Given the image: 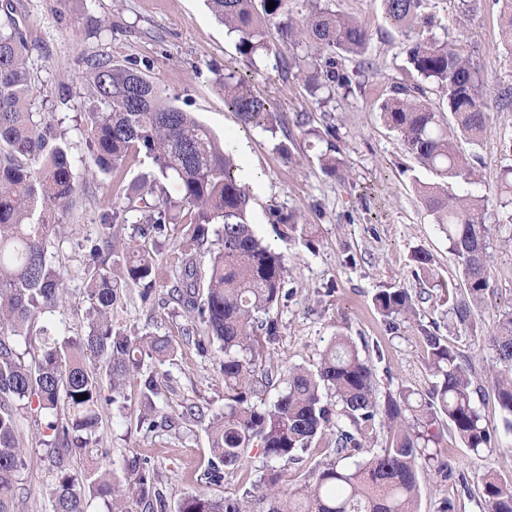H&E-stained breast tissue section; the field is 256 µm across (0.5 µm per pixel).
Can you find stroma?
<instances>
[{"label": "stroma", "mask_w": 512, "mask_h": 512, "mask_svg": "<svg viewBox=\"0 0 512 512\" xmlns=\"http://www.w3.org/2000/svg\"><path fill=\"white\" fill-rule=\"evenodd\" d=\"M15 18L34 49L38 96L50 119L58 123L73 162L88 155L85 115L89 95L84 81L88 59L105 57L145 63V73L177 106L195 113L218 137H243L242 171L254 196L252 222L264 243L285 252L297 292L276 311L280 335L269 348L272 363L316 369L320 355L336 334L348 336L375 373L378 397L404 387L425 393L432 386L424 363V343L417 325L403 322L389 329L373 304L379 288L401 285L420 296L422 322L435 321L442 335L482 379L474 404L496 432L495 448L473 452L445 434L440 452L447 456L449 475L433 468L419 473L420 512H486L477 481L495 472L512 477V430L494 395L491 376L499 364L483 342L500 311L512 309V222L494 192L505 156L512 147V112L494 107L499 90L512 86V55L500 38L499 7L494 0H426L434 17L436 37L459 41L483 67L486 111L480 146L461 142L465 153L482 161L483 192L488 198L487 222L493 227L489 252L492 288L468 327H456L448 314V284H462L463 275L448 252V241L414 191L415 180H428L406 154L398 134L382 121L380 106L394 85L412 83L406 69L411 46L404 33L384 17L382 0H320L322 7L361 22L369 34L366 51L346 56L343 67L354 73L350 88L331 98L312 96L297 77L273 69L270 59L256 58L252 68L255 93L273 102L279 125L291 134L295 155L286 160L271 133H243L235 113L224 106L216 81L228 64L242 65L238 38L209 11L205 0H70L54 9L51 0H11ZM307 113L310 128L335 126L349 167L348 182L327 176L316 155L320 145L305 138L297 125ZM142 170L128 162L120 175L79 181L76 201L64 212L57 229L55 262L68 282L65 304L45 314L59 337H75L87 329L84 258L78 242L100 231L99 204L124 205L122 188ZM300 215L318 227L314 249L288 241V227L268 221L270 207ZM425 249L434 258L429 277L413 274L412 254ZM116 326L134 334L165 336L176 346L165 363L146 360L143 369L164 375L155 400L163 425L156 431L136 430L143 411L139 389L128 385L124 399L104 406L97 430L101 450L96 462L117 475L128 472L132 458L147 461L153 483L168 508L190 495L221 497L242 494L265 473L260 449H249L242 467L225 474L221 483L204 476L210 459L205 422L186 421L182 407L198 404L214 412L224 407V380L217 366V347L199 351L185 334L187 313L167 300L164 281H156L149 299L131 289L114 312ZM22 465L16 484L15 512H51L47 487L55 469L42 438L44 426L35 412L22 409ZM326 442L313 443L281 473V488L296 490L333 461Z\"/></svg>", "instance_id": "obj_1"}]
</instances>
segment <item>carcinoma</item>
<instances>
[{
    "mask_svg": "<svg viewBox=\"0 0 512 512\" xmlns=\"http://www.w3.org/2000/svg\"><path fill=\"white\" fill-rule=\"evenodd\" d=\"M276 6L267 9L269 2ZM224 26L239 34L238 51L247 60L273 57V68L292 72L316 92L333 95L350 86L339 59L365 51L369 35L357 20L321 8L318 0H207ZM424 0H383L386 18L412 36L407 62L421 78L415 85H395L382 103L386 124L401 136L409 156L433 175L415 185L424 208L446 234L448 251L463 275V288L448 297L455 324L468 326L475 305L491 288L486 197L480 190L479 156L462 154L458 138L480 145L486 103L482 74L471 54L455 41L432 33V18L422 12ZM274 26L288 50L274 49L266 29ZM500 31L512 47V0H502ZM33 48L10 18L0 22V512H15V484L21 466L19 403L34 405L46 417L45 446L57 471L50 488L53 512H86L87 498L107 503L108 512H131L129 499L149 495L150 471L131 464L132 476L120 480L94 465L83 480L64 462L76 455L94 457L100 409L124 396L144 360L164 362L176 348L166 336H136L114 326L112 313L124 290L142 286L143 300L157 277L158 263L146 247L132 242L165 237L172 224L184 226L181 261L170 279L169 301L182 307L203 328L196 339L204 349L219 343L224 359V411L209 417L212 481L236 471L248 449L256 446L271 463L267 477L239 496L186 497L178 512H252L254 501L265 512H418L419 471L433 467L448 473L438 451L443 431L477 452L496 445V435L473 402L475 378L462 356L448 345L433 321L419 319L416 299L406 288L389 287L375 295V307L389 328L417 323L425 345V364L435 378L420 397L410 389L380 402L371 366L343 336L321 354L316 370L282 371L266 359L265 348L279 336L274 310L294 294L283 252L264 244L251 223L252 192L237 159L243 142L219 139L190 112L174 105L140 69L107 58L87 66L89 96L98 103L87 113V172H118L127 159L143 160L147 170L129 184L126 206L104 213L100 234L78 243L85 260L88 332L59 339L44 325L43 315L66 302L64 274L53 262L59 213L75 201L76 174L56 124L42 112L35 93ZM218 86L224 105L245 131L276 132L270 101L256 96L247 75L227 69ZM447 100L444 113L429 104L427 91ZM298 125L304 134L325 143L318 155L321 169L342 182L349 177L336 129L325 133ZM180 183L182 197L171 202L159 190L160 180ZM497 191L512 204V163L501 169ZM220 222L209 238L210 226ZM272 224L289 223V231L314 247L312 224L295 214L269 210ZM118 224L134 225L130 240L119 238ZM210 254L207 274H199L197 258ZM23 338L34 362L25 363L16 348ZM483 342L498 357L493 387L508 427L512 428V309L501 312ZM103 360L105 374L91 368ZM258 384L284 385L273 406L248 403ZM109 395H104V391ZM161 390L154 375L140 380L143 415L136 426L158 427L153 398ZM84 394L86 399L77 396ZM329 396L334 403L323 402ZM66 419L58 422V409ZM387 422L389 446L352 468L327 464L311 482L288 493L277 486L278 471L296 453L311 447L328 429H336L331 452L347 459L359 454L373 434L376 419ZM488 512H512V479L487 473L479 479Z\"/></svg>",
    "mask_w": 512,
    "mask_h": 512,
    "instance_id": "1",
    "label": "carcinoma"
}]
</instances>
